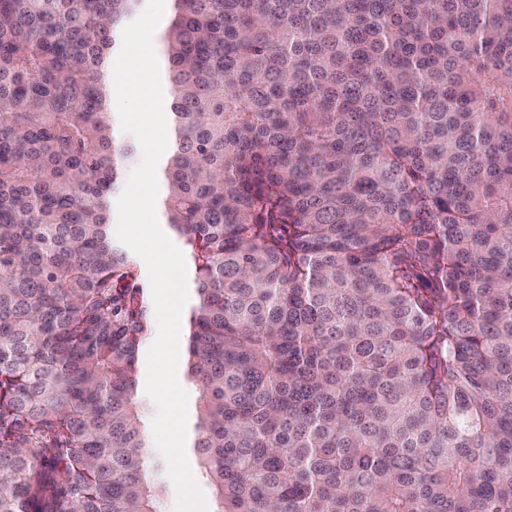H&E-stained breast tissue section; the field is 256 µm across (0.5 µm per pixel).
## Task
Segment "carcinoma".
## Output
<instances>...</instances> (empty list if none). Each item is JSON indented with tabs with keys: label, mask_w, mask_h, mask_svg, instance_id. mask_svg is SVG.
Masks as SVG:
<instances>
[{
	"label": "carcinoma",
	"mask_w": 512,
	"mask_h": 512,
	"mask_svg": "<svg viewBox=\"0 0 512 512\" xmlns=\"http://www.w3.org/2000/svg\"><path fill=\"white\" fill-rule=\"evenodd\" d=\"M167 2L211 512H512V0ZM138 7L0 0V512H161L111 205Z\"/></svg>",
	"instance_id": "carcinoma-1"
}]
</instances>
